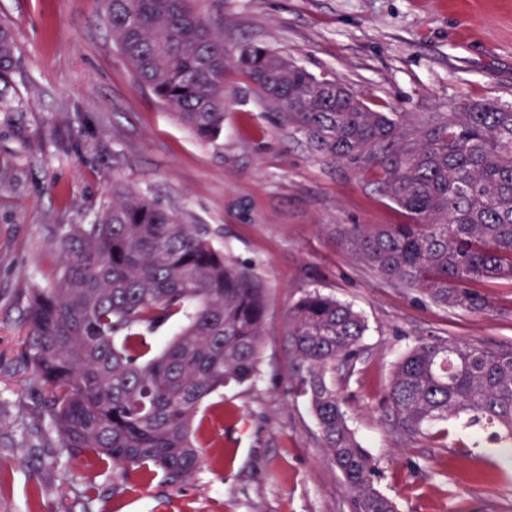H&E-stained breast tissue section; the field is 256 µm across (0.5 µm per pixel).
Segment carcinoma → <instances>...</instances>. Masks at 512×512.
<instances>
[{"label":"carcinoma","mask_w":512,"mask_h":512,"mask_svg":"<svg viewBox=\"0 0 512 512\" xmlns=\"http://www.w3.org/2000/svg\"><path fill=\"white\" fill-rule=\"evenodd\" d=\"M106 17L137 82L197 136L224 130L225 80L235 68L333 160H354L408 215L406 224L343 226L335 235L386 280L433 302L490 307L470 289L512 280V105L460 102L443 120L410 130L397 113L367 106L336 79H318L262 45L224 47L201 0H104ZM0 24V81L16 61ZM60 274L32 296L27 352L60 446L112 463L123 479L161 470L173 485L201 463L194 423L202 402L259 372L266 336L261 279L215 247L210 229L115 184L90 224L62 228ZM175 334L152 353V334ZM367 325L318 290L289 310L283 343L288 382L317 420L326 460L342 475L353 512H400L376 488L377 466L349 428L336 372H352ZM384 401L408 444L448 437L463 415L498 425L512 443V347L438 337L395 364Z\"/></svg>","instance_id":"1"}]
</instances>
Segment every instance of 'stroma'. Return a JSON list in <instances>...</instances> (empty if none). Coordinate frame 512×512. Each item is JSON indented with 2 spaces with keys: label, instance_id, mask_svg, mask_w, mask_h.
I'll list each match as a JSON object with an SVG mask.
<instances>
[{
  "label": "stroma",
  "instance_id": "35a3bbf8",
  "mask_svg": "<svg viewBox=\"0 0 512 512\" xmlns=\"http://www.w3.org/2000/svg\"><path fill=\"white\" fill-rule=\"evenodd\" d=\"M232 53L284 52L418 129L463 101L512 102V0H205ZM17 62L0 83V512H350L341 474L286 374L289 308L319 289L368 330L353 375L337 372L349 422L401 512H512V462L490 430L449 426L447 445H408L383 403L394 364L420 339L512 344V282L476 283V313L396 285L334 242L340 224L406 223L358 167L316 150L247 76L229 71L218 139H200L138 84L103 0H0ZM120 182L207 225L266 286L254 380L202 405V462L190 482L123 480L60 448L26 355L35 289L59 270L63 227L86 224Z\"/></svg>",
  "mask_w": 512,
  "mask_h": 512
}]
</instances>
